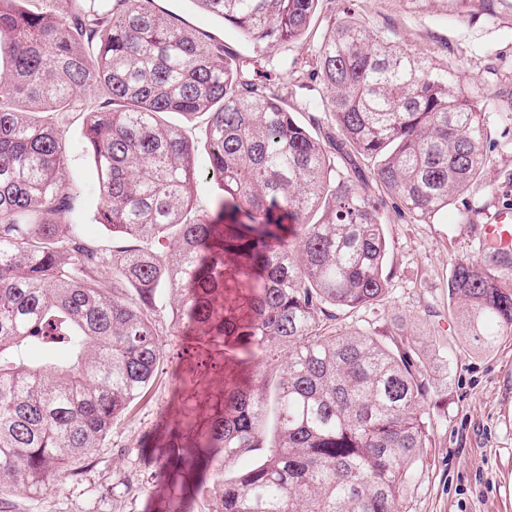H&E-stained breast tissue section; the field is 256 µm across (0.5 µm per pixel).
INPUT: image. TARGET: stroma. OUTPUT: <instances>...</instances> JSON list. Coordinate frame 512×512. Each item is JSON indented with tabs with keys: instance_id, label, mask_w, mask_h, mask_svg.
<instances>
[{
	"instance_id": "1",
	"label": "stroma",
	"mask_w": 512,
	"mask_h": 512,
	"mask_svg": "<svg viewBox=\"0 0 512 512\" xmlns=\"http://www.w3.org/2000/svg\"><path fill=\"white\" fill-rule=\"evenodd\" d=\"M155 6L186 28L223 40L249 61L251 78L278 85L296 119L308 123L325 95L309 76L316 37L256 53L236 29L194 0H156ZM480 8L479 0H470L467 17L457 18L436 8L416 11L405 0H324L317 14L324 29L355 13L370 30L458 71L483 108L491 146L482 179L435 223L414 224L387 210V266L394 275L389 293L342 317L387 342L399 317L416 340L437 341L448 350V374L437 380L443 394L424 406L433 427L406 512H512V336L486 354L464 347L448 303L454 264L480 257L482 224L498 211L512 210V0H502L492 19L481 17ZM63 125L74 211L87 237L108 242L104 227L93 221L95 164L84 146L83 119L71 114ZM156 327L164 360L147 394L113 425L91 459L75 461L73 476L34 498L10 496L9 512H165L173 489L160 476L169 455V428L199 434L225 383L247 378L248 372L225 362L218 348L212 364L201 366L186 351L187 337L169 334L167 317L158 316Z\"/></svg>"
}]
</instances>
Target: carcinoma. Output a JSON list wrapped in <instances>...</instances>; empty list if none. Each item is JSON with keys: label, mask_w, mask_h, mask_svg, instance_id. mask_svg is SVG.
<instances>
[{"label": "carcinoma", "mask_w": 512, "mask_h": 512, "mask_svg": "<svg viewBox=\"0 0 512 512\" xmlns=\"http://www.w3.org/2000/svg\"><path fill=\"white\" fill-rule=\"evenodd\" d=\"M51 2L0 0V495L40 494L91 457L153 384L165 313L173 335L194 329L195 356L221 344L255 366L184 459L208 472L206 512H404L444 350L424 354L400 319L393 349L338 320L389 293L386 207L432 224L481 177L482 109L458 76L343 19L312 72L339 136L325 144L277 86L155 0ZM195 2L258 51L308 35L320 0ZM71 112L86 118L109 245L73 217ZM170 113L207 117L206 169ZM346 145L374 162L382 195L336 173ZM208 179L223 194L201 214ZM511 268L488 249L453 267L448 295L480 350L512 335ZM240 287L236 313L224 293Z\"/></svg>", "instance_id": "carcinoma-1"}]
</instances>
